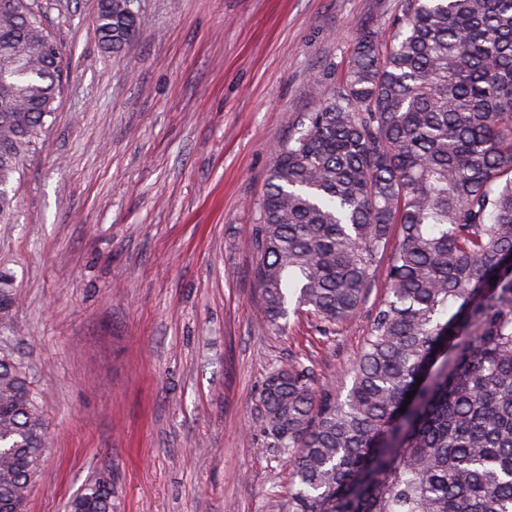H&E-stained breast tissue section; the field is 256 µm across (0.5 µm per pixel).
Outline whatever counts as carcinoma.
<instances>
[{
  "label": "carcinoma",
  "instance_id": "cac0c4a2",
  "mask_svg": "<svg viewBox=\"0 0 512 512\" xmlns=\"http://www.w3.org/2000/svg\"><path fill=\"white\" fill-rule=\"evenodd\" d=\"M135 3L101 0L114 52ZM63 90L35 0H0V224ZM248 248L266 324L304 310L322 335L385 264L345 391L301 357L264 382L262 426L292 466L281 512H512V0H400L393 34L362 33L341 86L275 145ZM16 303L0 272V330ZM46 432L1 351L0 509L26 512ZM112 508L99 478L69 502Z\"/></svg>",
  "mask_w": 512,
  "mask_h": 512
}]
</instances>
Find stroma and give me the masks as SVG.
<instances>
[{"label": "stroma", "mask_w": 512, "mask_h": 512, "mask_svg": "<svg viewBox=\"0 0 512 512\" xmlns=\"http://www.w3.org/2000/svg\"><path fill=\"white\" fill-rule=\"evenodd\" d=\"M37 2L67 83L0 224L19 296L0 348L48 425L27 512H65L103 471L114 512H279L291 468L260 425L263 384L303 353L321 384L349 381L372 311L327 337L301 312L262 327L246 242L311 84H341L399 0H139L118 53L99 0Z\"/></svg>", "instance_id": "stroma-1"}]
</instances>
